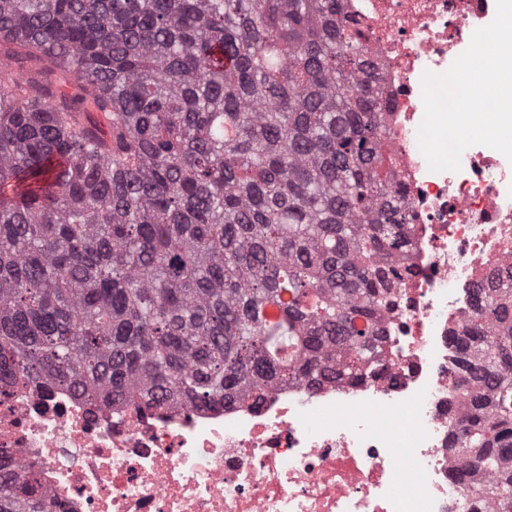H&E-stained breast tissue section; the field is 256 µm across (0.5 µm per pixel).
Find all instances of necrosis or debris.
<instances>
[{"label": "necrosis or debris", "instance_id": "obj_1", "mask_svg": "<svg viewBox=\"0 0 512 512\" xmlns=\"http://www.w3.org/2000/svg\"><path fill=\"white\" fill-rule=\"evenodd\" d=\"M367 38L407 195L410 276L360 382L267 390L260 406L138 413L62 388L0 394V452L33 466L56 512H471L455 433L464 354L453 334L476 290L512 265V164L474 145L433 172L417 131L424 72L446 71L496 0H342ZM413 427L395 428L401 409ZM418 476L405 485L407 471Z\"/></svg>", "mask_w": 512, "mask_h": 512}]
</instances>
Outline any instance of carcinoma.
I'll return each instance as SVG.
<instances>
[{
    "instance_id": "obj_1",
    "label": "carcinoma",
    "mask_w": 512,
    "mask_h": 512,
    "mask_svg": "<svg viewBox=\"0 0 512 512\" xmlns=\"http://www.w3.org/2000/svg\"><path fill=\"white\" fill-rule=\"evenodd\" d=\"M363 38L341 0H0V382L363 380L413 243ZM480 292L459 468L512 512V270ZM0 512H55L6 455Z\"/></svg>"
}]
</instances>
